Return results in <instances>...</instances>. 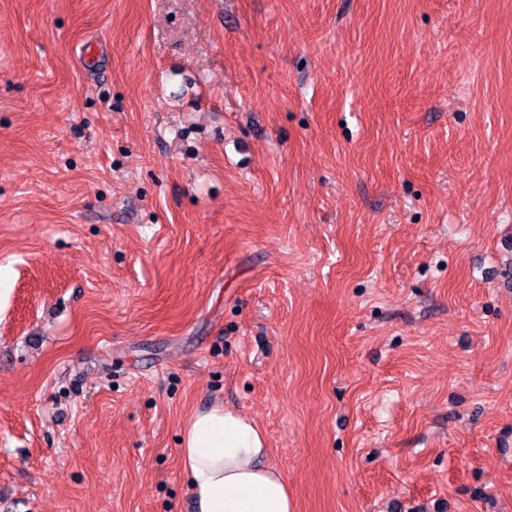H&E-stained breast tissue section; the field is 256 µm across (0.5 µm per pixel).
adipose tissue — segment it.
Returning <instances> with one entry per match:
<instances>
[{"mask_svg": "<svg viewBox=\"0 0 512 512\" xmlns=\"http://www.w3.org/2000/svg\"><path fill=\"white\" fill-rule=\"evenodd\" d=\"M181 439L191 512H294L285 476L267 462L266 436L248 416L213 404L190 415Z\"/></svg>", "mask_w": 512, "mask_h": 512, "instance_id": "obj_1", "label": "adipose tissue"}]
</instances>
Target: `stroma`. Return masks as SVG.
I'll use <instances>...</instances> for the list:
<instances>
[{"label":"stroma","mask_w":512,"mask_h":512,"mask_svg":"<svg viewBox=\"0 0 512 512\" xmlns=\"http://www.w3.org/2000/svg\"><path fill=\"white\" fill-rule=\"evenodd\" d=\"M512 0H0V512H512ZM181 439L190 512H294L285 476L267 463L266 436L248 416L215 403L190 415Z\"/></svg>","instance_id":"stroma-1"}]
</instances>
